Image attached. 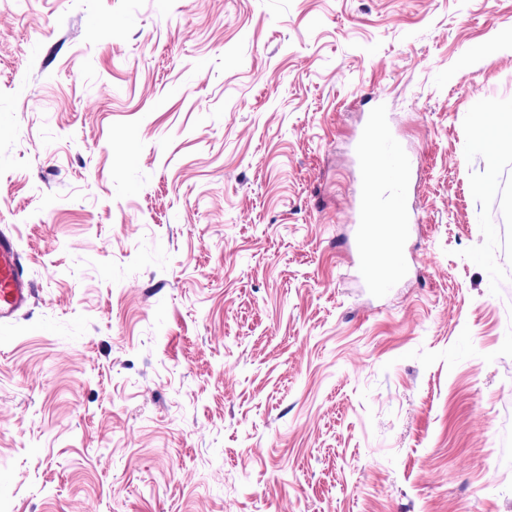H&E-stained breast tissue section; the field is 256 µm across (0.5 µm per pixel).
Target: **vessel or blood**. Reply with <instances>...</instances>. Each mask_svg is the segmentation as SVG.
Wrapping results in <instances>:
<instances>
[{"label": "vessel or blood", "instance_id": "1", "mask_svg": "<svg viewBox=\"0 0 512 512\" xmlns=\"http://www.w3.org/2000/svg\"><path fill=\"white\" fill-rule=\"evenodd\" d=\"M364 180L350 249L367 287H394L406 271V243L417 222L408 205L413 163L395 139L385 113H370L357 144ZM35 288L23 273L12 235L0 231V323L25 310Z\"/></svg>", "mask_w": 512, "mask_h": 512}]
</instances>
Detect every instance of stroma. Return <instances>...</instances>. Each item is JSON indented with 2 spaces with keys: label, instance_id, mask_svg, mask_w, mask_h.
Instances as JSON below:
<instances>
[{
  "label": "stroma",
  "instance_id": "1",
  "mask_svg": "<svg viewBox=\"0 0 512 512\" xmlns=\"http://www.w3.org/2000/svg\"><path fill=\"white\" fill-rule=\"evenodd\" d=\"M512 0H9L0 512H512ZM414 160L350 262L353 137ZM357 156L364 180L350 249L368 288H393L406 271V243L418 223L408 205L413 163L395 139L385 112L368 114ZM35 288L23 273L21 255L12 235L0 231V323L25 310Z\"/></svg>",
  "mask_w": 512,
  "mask_h": 512
}]
</instances>
